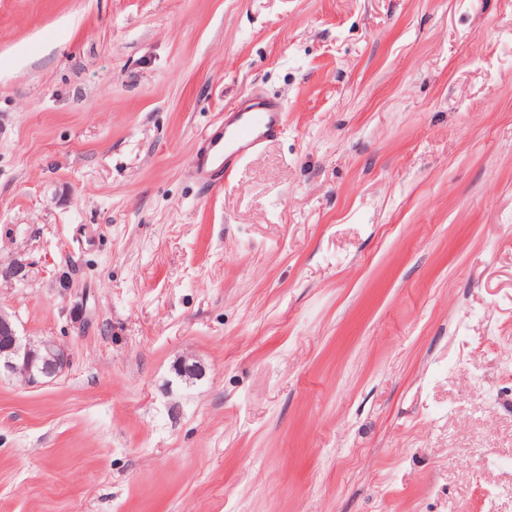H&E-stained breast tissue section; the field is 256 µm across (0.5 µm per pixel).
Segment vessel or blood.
Masks as SVG:
<instances>
[{
  "mask_svg": "<svg viewBox=\"0 0 512 512\" xmlns=\"http://www.w3.org/2000/svg\"><path fill=\"white\" fill-rule=\"evenodd\" d=\"M283 103L276 98H245L197 142L193 175L203 186L219 188L224 177L284 127Z\"/></svg>",
  "mask_w": 512,
  "mask_h": 512,
  "instance_id": "b4317fda",
  "label": "vessel or blood"
}]
</instances>
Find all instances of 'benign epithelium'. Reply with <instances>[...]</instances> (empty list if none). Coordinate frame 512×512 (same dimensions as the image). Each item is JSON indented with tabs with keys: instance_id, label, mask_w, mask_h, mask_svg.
Here are the masks:
<instances>
[{
	"instance_id": "benign-epithelium-1",
	"label": "benign epithelium",
	"mask_w": 512,
	"mask_h": 512,
	"mask_svg": "<svg viewBox=\"0 0 512 512\" xmlns=\"http://www.w3.org/2000/svg\"><path fill=\"white\" fill-rule=\"evenodd\" d=\"M70 354L52 338L31 341L19 335L0 310V377H19L27 386L50 383L70 366Z\"/></svg>"
}]
</instances>
